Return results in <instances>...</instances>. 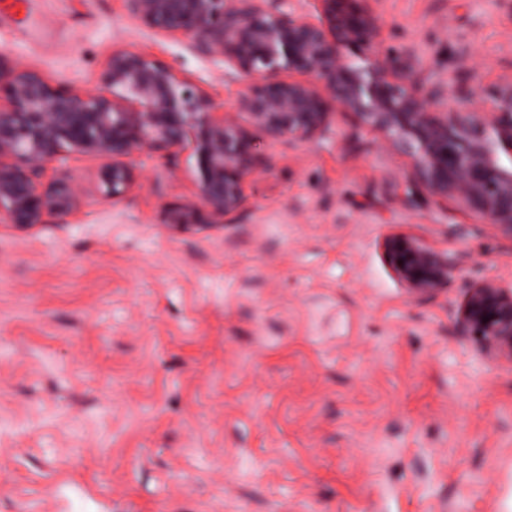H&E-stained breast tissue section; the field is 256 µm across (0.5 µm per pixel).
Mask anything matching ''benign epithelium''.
<instances>
[{
  "mask_svg": "<svg viewBox=\"0 0 512 512\" xmlns=\"http://www.w3.org/2000/svg\"><path fill=\"white\" fill-rule=\"evenodd\" d=\"M131 16L159 35L191 37L202 54L244 82L236 102L217 112L202 87L140 52L114 50L98 85L76 91L0 52V215L35 227L43 216L73 214L84 187L41 181L71 154L101 162L112 198L134 183L136 152L163 157L188 148L199 195L170 209L176 226L213 224L238 211L245 185L270 165L254 153L238 122L247 113L272 139L310 142L335 112L354 115L407 155L430 195L462 202L512 237V74L487 97L420 68L416 46L394 58L375 51L376 0H320L319 16L301 0H124ZM362 53V63L349 54ZM457 110H448V100ZM389 264L406 290L429 296L448 282V258L413 238L385 239ZM463 331L487 352L512 361V282H474L460 312Z\"/></svg>",
  "mask_w": 512,
  "mask_h": 512,
  "instance_id": "benign-epithelium-1",
  "label": "benign epithelium"
}]
</instances>
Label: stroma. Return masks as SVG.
<instances>
[{
    "label": "stroma",
    "instance_id": "obj_1",
    "mask_svg": "<svg viewBox=\"0 0 512 512\" xmlns=\"http://www.w3.org/2000/svg\"><path fill=\"white\" fill-rule=\"evenodd\" d=\"M383 52L436 79L512 71V0H379ZM95 86L115 49L175 67L221 107L243 84L123 0H0V50ZM220 224H167L195 162L132 155L118 199L84 155L75 216L0 223V512H512V363L457 315L473 279L512 281V238L413 188L409 159L342 112L288 143ZM447 254L410 295L386 237Z\"/></svg>",
    "mask_w": 512,
    "mask_h": 512
}]
</instances>
